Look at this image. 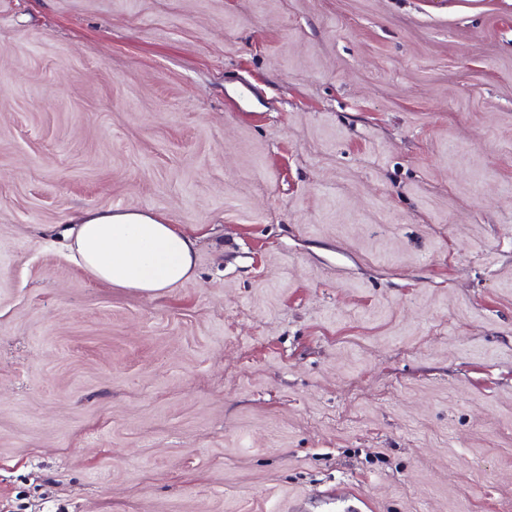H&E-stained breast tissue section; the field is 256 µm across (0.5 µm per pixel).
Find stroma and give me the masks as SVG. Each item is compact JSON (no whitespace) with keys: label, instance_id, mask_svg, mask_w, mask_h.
<instances>
[{"label":"stroma","instance_id":"1","mask_svg":"<svg viewBox=\"0 0 512 512\" xmlns=\"http://www.w3.org/2000/svg\"><path fill=\"white\" fill-rule=\"evenodd\" d=\"M302 500L512 512V0H0V512ZM69 249L95 279L156 297L189 280L196 240L140 210L85 212Z\"/></svg>","mask_w":512,"mask_h":512}]
</instances>
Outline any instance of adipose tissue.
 <instances>
[{
    "mask_svg": "<svg viewBox=\"0 0 512 512\" xmlns=\"http://www.w3.org/2000/svg\"><path fill=\"white\" fill-rule=\"evenodd\" d=\"M70 251L95 279L154 297L189 280L196 241L140 210L85 212Z\"/></svg>",
    "mask_w": 512,
    "mask_h": 512,
    "instance_id": "1",
    "label": "adipose tissue"
}]
</instances>
